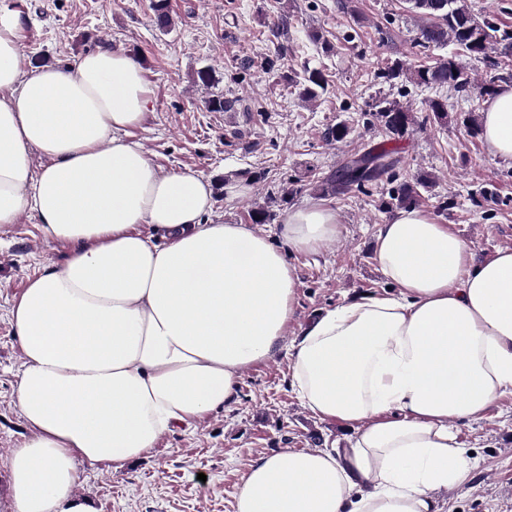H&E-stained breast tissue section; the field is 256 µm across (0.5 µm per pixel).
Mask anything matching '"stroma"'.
I'll use <instances>...</instances> for the list:
<instances>
[{
    "mask_svg": "<svg viewBox=\"0 0 512 512\" xmlns=\"http://www.w3.org/2000/svg\"><path fill=\"white\" fill-rule=\"evenodd\" d=\"M21 12L28 58L65 64L101 47H121L138 58L152 95V109L133 136L161 172L190 167L212 179L213 220L250 223L252 211L270 218L261 234L297 265L300 289L296 321L383 289L373 261L374 235L403 203L401 186H413L412 206L451 225L472 244L480 263L512 247V162L488 157L470 121L481 118L482 97L417 84L423 63L452 60L475 87L512 76V55L490 50L465 56L455 45L417 54L420 18L406 0H170L172 26L159 29L152 0H6ZM275 60L267 68V60ZM409 67L385 82L379 72L392 61ZM211 67L215 82L198 83ZM322 70L324 93L302 100L293 79L303 68ZM237 101L229 112H212L210 97ZM387 98L408 110L402 132H386L374 114ZM448 105L446 119L427 112L429 100ZM350 132L327 138L336 124ZM382 146L398 163L391 176L363 191L324 193L323 177L354 153ZM246 181L245 195L228 193ZM314 200L335 209L342 232L316 253L290 252L278 235L283 214ZM64 244L46 240L29 215L0 229V459L25 434L15 397L22 369L11 323L14 296L47 263L63 262ZM287 355L246 371L240 398L211 414L198 428L164 438L147 459L112 470L80 466L75 491L98 512H234L240 479L250 459L281 448L309 449L345 431L320 423L290 385ZM473 468L448 493L451 512H512V393L483 418L453 422Z\"/></svg>",
    "mask_w": 512,
    "mask_h": 512,
    "instance_id": "obj_1",
    "label": "stroma"
}]
</instances>
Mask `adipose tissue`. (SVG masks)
<instances>
[{"instance_id": "adipose-tissue-1", "label": "adipose tissue", "mask_w": 512, "mask_h": 512, "mask_svg": "<svg viewBox=\"0 0 512 512\" xmlns=\"http://www.w3.org/2000/svg\"><path fill=\"white\" fill-rule=\"evenodd\" d=\"M22 26L0 7V228L30 214L68 254L10 310L28 434L0 467V512H97L75 491L80 465L150 457L283 351L305 407L350 436L255 458L235 512H445L471 467L452 421L512 393V247L476 264L458 232L399 210L374 236L387 290L297 325V267L252 225L213 222L212 180L161 173L132 137L152 102L133 56L35 66ZM480 136L512 161V83L486 99ZM340 233L321 202L280 226L303 254Z\"/></svg>"}]
</instances>
